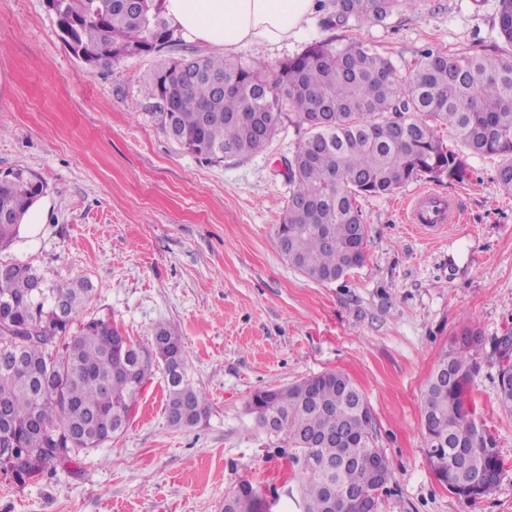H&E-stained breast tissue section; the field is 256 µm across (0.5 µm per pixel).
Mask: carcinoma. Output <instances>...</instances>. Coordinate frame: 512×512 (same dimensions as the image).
<instances>
[{
  "label": "carcinoma",
  "mask_w": 512,
  "mask_h": 512,
  "mask_svg": "<svg viewBox=\"0 0 512 512\" xmlns=\"http://www.w3.org/2000/svg\"><path fill=\"white\" fill-rule=\"evenodd\" d=\"M161 0H47L60 37L90 68L159 52L176 42ZM420 0H325L332 32L281 62L277 73L252 61L196 56L162 63L146 94L152 117L183 149L206 160L230 150L265 149L285 121L308 135L286 161L292 193L276 238L288 263L308 279L332 283L365 260L359 198L390 194L427 176L470 180V155L503 158L497 180L512 195V0H499L502 44L455 53L428 48L400 74L391 58L345 35L356 18L383 23ZM454 142L449 148L444 138ZM43 185L22 169L0 178V246L11 243ZM90 281L50 283L29 264L0 263V415L17 454L0 470L18 486L54 474L76 454L121 433L154 367L186 366L182 336L169 323L149 346L132 343L110 320L91 318L70 334L93 297ZM481 341L453 347L437 361L423 391V434L443 486L466 485L478 471L503 473L494 438L468 423L465 393ZM512 364L500 367L496 399L512 412ZM259 427L281 436L295 459L317 467L295 473L302 512H359L372 496L368 463L381 453L374 417L356 383L330 371L284 388L255 392ZM169 425L186 429L206 417L205 392L186 373L167 376ZM224 512H258L257 491L240 482Z\"/></svg>",
  "instance_id": "carcinoma-1"
}]
</instances>
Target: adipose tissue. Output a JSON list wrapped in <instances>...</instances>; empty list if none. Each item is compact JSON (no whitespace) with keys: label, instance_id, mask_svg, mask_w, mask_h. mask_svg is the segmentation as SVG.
Returning <instances> with one entry per match:
<instances>
[{"label":"adipose tissue","instance_id":"ef3b65f1","mask_svg":"<svg viewBox=\"0 0 512 512\" xmlns=\"http://www.w3.org/2000/svg\"><path fill=\"white\" fill-rule=\"evenodd\" d=\"M313 9L314 0H162L165 18L183 36L227 52L289 40Z\"/></svg>","mask_w":512,"mask_h":512}]
</instances>
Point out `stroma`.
Returning a JSON list of instances; mask_svg holds the SVG:
<instances>
[{
	"instance_id": "obj_1",
	"label": "stroma",
	"mask_w": 512,
	"mask_h": 512,
	"mask_svg": "<svg viewBox=\"0 0 512 512\" xmlns=\"http://www.w3.org/2000/svg\"><path fill=\"white\" fill-rule=\"evenodd\" d=\"M497 11L498 0H422L350 35L400 66L428 47L497 43ZM322 18L314 12L298 38L235 55L275 71L326 38ZM213 52L183 38L162 55L90 70L58 36L46 0H0V177L34 173L46 204L37 231L0 249V262L30 264L54 282L89 279L94 297L80 320L115 321L133 342L175 324L188 378L209 403L194 427L171 428L166 377L155 370L112 442L22 487L0 473V512H222L244 480L260 512H301L293 451L257 427L247 402L326 371L348 375L374 414L392 471L378 512H512V413L495 400L494 344L512 332V196L497 181L500 157H469L467 184L421 178L360 199L364 263L315 283L288 264L275 235L290 191L284 160L305 127L285 123L262 152L207 161L151 116L144 87L159 60ZM419 193L455 201L459 223L410 228ZM469 328L482 346L466 403L504 462L499 485L473 502L436 480L421 421L440 353Z\"/></svg>"
}]
</instances>
